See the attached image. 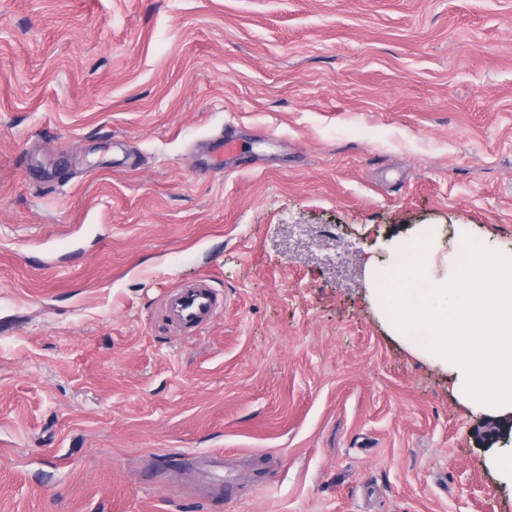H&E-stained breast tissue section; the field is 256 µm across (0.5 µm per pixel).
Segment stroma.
I'll list each match as a JSON object with an SVG mask.
<instances>
[{"label":"stroma","instance_id":"35a3bbf8","mask_svg":"<svg viewBox=\"0 0 512 512\" xmlns=\"http://www.w3.org/2000/svg\"><path fill=\"white\" fill-rule=\"evenodd\" d=\"M416 235L512 258V0H0V512H512ZM218 298L206 281L181 287L165 302V317L181 326L198 327L210 321L217 311Z\"/></svg>","mask_w":512,"mask_h":512}]
</instances>
